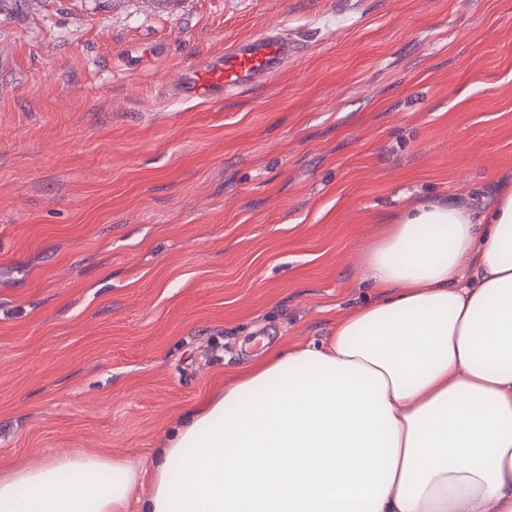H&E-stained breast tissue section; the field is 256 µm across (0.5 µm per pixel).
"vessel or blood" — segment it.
Segmentation results:
<instances>
[{
    "label": "vessel or blood",
    "mask_w": 512,
    "mask_h": 512,
    "mask_svg": "<svg viewBox=\"0 0 512 512\" xmlns=\"http://www.w3.org/2000/svg\"><path fill=\"white\" fill-rule=\"evenodd\" d=\"M298 52L295 42L267 29L225 49L207 60L192 75L185 95L206 98L268 80L278 74Z\"/></svg>",
    "instance_id": "obj_1"
}]
</instances>
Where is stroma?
<instances>
[{
  "mask_svg": "<svg viewBox=\"0 0 512 512\" xmlns=\"http://www.w3.org/2000/svg\"><path fill=\"white\" fill-rule=\"evenodd\" d=\"M271 28L299 54L182 80ZM512 180V0H0V474L149 469L262 341L373 300L407 199ZM298 53L297 44L275 33L261 31L224 50L223 55L207 60L193 74L184 95L206 98L253 84L257 79L269 80Z\"/></svg>",
  "mask_w": 512,
  "mask_h": 512,
  "instance_id": "stroma-1",
  "label": "stroma"
}]
</instances>
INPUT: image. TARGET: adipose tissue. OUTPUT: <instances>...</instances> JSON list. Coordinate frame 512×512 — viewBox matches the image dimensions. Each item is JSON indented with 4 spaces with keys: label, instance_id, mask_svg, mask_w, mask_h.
<instances>
[{
    "label": "adipose tissue",
    "instance_id": "1",
    "mask_svg": "<svg viewBox=\"0 0 512 512\" xmlns=\"http://www.w3.org/2000/svg\"><path fill=\"white\" fill-rule=\"evenodd\" d=\"M361 278L377 300L188 414L144 512H512V183L407 203ZM140 481L64 454L0 475V512H128Z\"/></svg>",
    "mask_w": 512,
    "mask_h": 512
}]
</instances>
